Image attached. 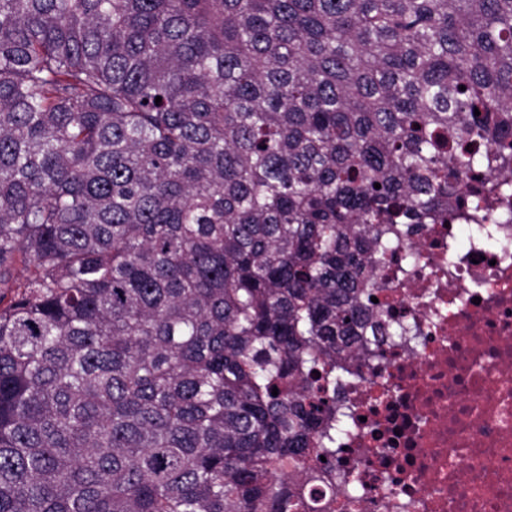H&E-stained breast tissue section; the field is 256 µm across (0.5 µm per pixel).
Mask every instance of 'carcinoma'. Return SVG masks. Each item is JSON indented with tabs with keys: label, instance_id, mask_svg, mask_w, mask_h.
<instances>
[{
	"label": "carcinoma",
	"instance_id": "1",
	"mask_svg": "<svg viewBox=\"0 0 512 512\" xmlns=\"http://www.w3.org/2000/svg\"><path fill=\"white\" fill-rule=\"evenodd\" d=\"M511 193L512 0H0V512H325L380 256Z\"/></svg>",
	"mask_w": 512,
	"mask_h": 512
}]
</instances>
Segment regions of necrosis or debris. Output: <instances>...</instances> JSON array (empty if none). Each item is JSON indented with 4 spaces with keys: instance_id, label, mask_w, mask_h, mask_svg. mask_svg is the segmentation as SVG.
<instances>
[{
    "instance_id": "4bbe7bcc",
    "label": "necrosis or debris",
    "mask_w": 512,
    "mask_h": 512,
    "mask_svg": "<svg viewBox=\"0 0 512 512\" xmlns=\"http://www.w3.org/2000/svg\"><path fill=\"white\" fill-rule=\"evenodd\" d=\"M402 248L377 299L404 331L336 391V468L355 489L328 493L331 512H512V197Z\"/></svg>"
}]
</instances>
